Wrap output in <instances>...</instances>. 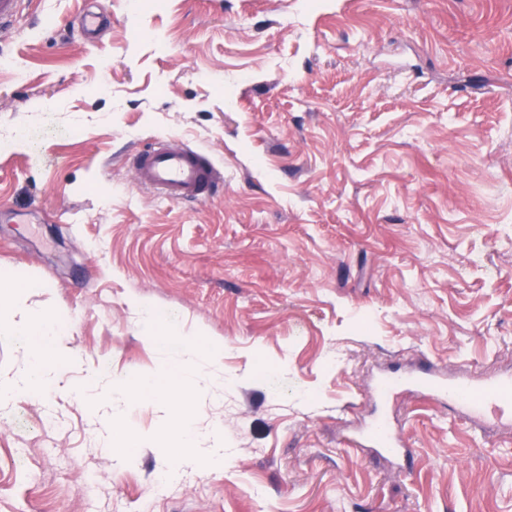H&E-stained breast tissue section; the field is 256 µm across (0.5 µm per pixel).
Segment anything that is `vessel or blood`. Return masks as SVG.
I'll return each mask as SVG.
<instances>
[{
	"instance_id": "obj_1",
	"label": "vessel or blood",
	"mask_w": 512,
	"mask_h": 512,
	"mask_svg": "<svg viewBox=\"0 0 512 512\" xmlns=\"http://www.w3.org/2000/svg\"><path fill=\"white\" fill-rule=\"evenodd\" d=\"M136 183L174 202L201 200L223 180L219 168L203 152L173 137L144 145L133 160ZM414 388L423 396L460 407L470 421L481 424L512 419V377L474 378L469 373L445 376L430 359L416 370L384 373L373 387L379 405H387L398 390ZM370 452L403 459L408 455L400 428L386 414L373 417L363 428Z\"/></svg>"
}]
</instances>
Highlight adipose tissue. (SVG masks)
<instances>
[{
	"instance_id": "obj_1",
	"label": "adipose tissue",
	"mask_w": 512,
	"mask_h": 512,
	"mask_svg": "<svg viewBox=\"0 0 512 512\" xmlns=\"http://www.w3.org/2000/svg\"><path fill=\"white\" fill-rule=\"evenodd\" d=\"M54 320L25 302L23 286L0 290V334H17L33 337L45 343L53 333ZM222 347H212L205 358H190L172 367L165 382H143L123 387L124 397L130 401L166 402L182 397L184 404H191L195 389L201 381L211 376L220 365ZM67 353L59 347L39 355L22 371L0 374V408L8 406L16 396H38L56 386L59 380V363Z\"/></svg>"
}]
</instances>
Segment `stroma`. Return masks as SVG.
Segmentation results:
<instances>
[{"mask_svg":"<svg viewBox=\"0 0 512 512\" xmlns=\"http://www.w3.org/2000/svg\"><path fill=\"white\" fill-rule=\"evenodd\" d=\"M1 57L0 275L69 357L0 412V512H512V429L404 391L409 467L350 443L381 369L512 375V0H25ZM161 137L218 192L140 188ZM195 338L187 453L118 389ZM108 415L145 438L117 471Z\"/></svg>","mask_w":512,"mask_h":512,"instance_id":"stroma-1","label":"stroma"}]
</instances>
